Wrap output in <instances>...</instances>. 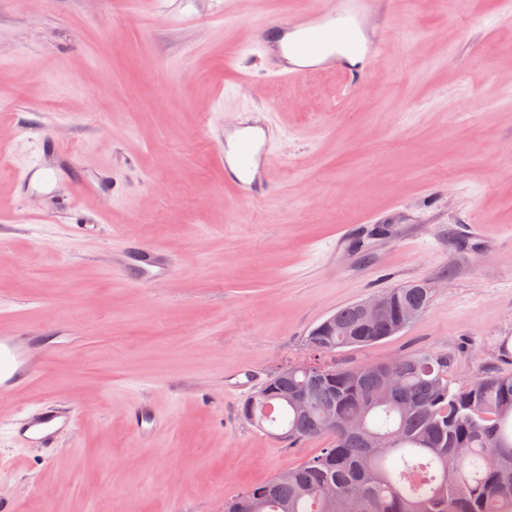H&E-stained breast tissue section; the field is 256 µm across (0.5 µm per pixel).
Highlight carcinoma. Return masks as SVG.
<instances>
[{"mask_svg":"<svg viewBox=\"0 0 512 512\" xmlns=\"http://www.w3.org/2000/svg\"><path fill=\"white\" fill-rule=\"evenodd\" d=\"M397 304L427 309L432 289H393ZM399 313L365 325L357 304L336 311V324L315 337L325 353L374 345L400 332ZM397 376L392 400L373 405L378 365H338L312 378L300 365L265 384L261 424L294 448L332 436L327 448L226 503V512H512V376L485 373L452 387L448 359L430 352L388 362ZM304 387L306 410L288 393ZM330 409L338 428L326 426ZM360 419L363 430L339 424ZM457 480L448 482V471Z\"/></svg>","mask_w":512,"mask_h":512,"instance_id":"1","label":"carcinoma"}]
</instances>
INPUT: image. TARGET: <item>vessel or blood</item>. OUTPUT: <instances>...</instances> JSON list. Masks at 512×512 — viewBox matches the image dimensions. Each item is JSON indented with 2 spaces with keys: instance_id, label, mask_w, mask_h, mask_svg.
I'll return each instance as SVG.
<instances>
[{
  "instance_id": "obj_1",
  "label": "vessel or blood",
  "mask_w": 512,
  "mask_h": 512,
  "mask_svg": "<svg viewBox=\"0 0 512 512\" xmlns=\"http://www.w3.org/2000/svg\"><path fill=\"white\" fill-rule=\"evenodd\" d=\"M373 0H330L328 7L317 17L287 20L270 19L257 29V43L268 59V70L277 79H298L315 70V61L321 51L336 43H346L355 37V20L364 14ZM231 164L225 165L227 175L244 197L261 202L268 183L256 177L260 156L268 139L259 131L241 127L234 139ZM143 280H157L174 272L172 257L160 249H147L142 258ZM76 340L59 331L55 335L32 336L0 335V395H11L35 382L46 360L59 351L74 347ZM159 410L151 405L135 406L130 421L137 435H145L160 422ZM71 423L68 407L47 404L18 423L20 438L42 447H53L60 431Z\"/></svg>"
}]
</instances>
